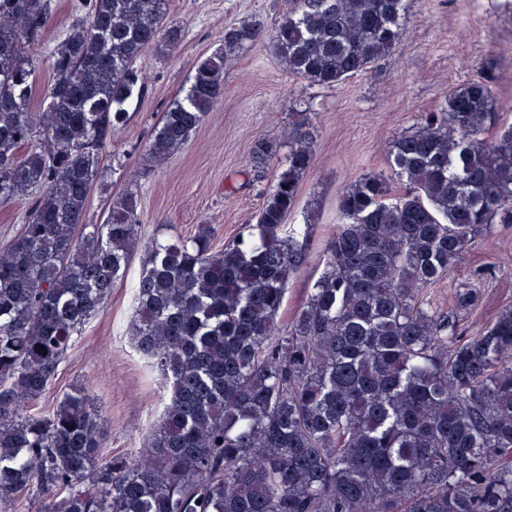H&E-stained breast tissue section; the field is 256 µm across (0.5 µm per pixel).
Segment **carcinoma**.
I'll return each instance as SVG.
<instances>
[{"label":"carcinoma","mask_w":512,"mask_h":512,"mask_svg":"<svg viewBox=\"0 0 512 512\" xmlns=\"http://www.w3.org/2000/svg\"><path fill=\"white\" fill-rule=\"evenodd\" d=\"M292 2L275 54L327 88L388 56L407 15V0ZM164 4L84 0L36 111L26 47L51 0H0V203L38 192L0 247V503L35 487L45 512H512V306L464 340L428 298L472 239L512 224V125L499 126L491 65L392 141L403 193L370 174L341 194L324 270L286 331L276 316L298 249L283 228L313 155L307 113L247 237L220 251L204 231L144 247L130 336L168 398L141 455L101 461V418L79 390L45 416L21 414L136 255L137 194L111 199L101 224L84 216L144 85L134 62L181 40ZM252 38L245 23L224 27L148 159L189 140ZM254 155L265 163L277 144L260 139ZM455 300L467 311L477 294Z\"/></svg>","instance_id":"cac0c4a2"}]
</instances>
